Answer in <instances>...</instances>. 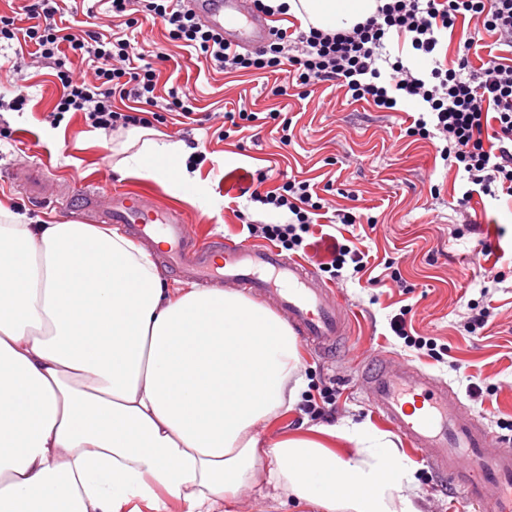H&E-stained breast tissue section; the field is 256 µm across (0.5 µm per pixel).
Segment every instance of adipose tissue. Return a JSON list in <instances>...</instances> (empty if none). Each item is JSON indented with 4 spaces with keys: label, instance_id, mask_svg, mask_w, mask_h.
Here are the masks:
<instances>
[{
    "label": "adipose tissue",
    "instance_id": "ef3b65f1",
    "mask_svg": "<svg viewBox=\"0 0 512 512\" xmlns=\"http://www.w3.org/2000/svg\"><path fill=\"white\" fill-rule=\"evenodd\" d=\"M322 30L375 0H266ZM121 176L203 187L190 149L133 130ZM305 387L297 336L239 291L171 288L109 227L0 203V512H224L258 488L303 512H424L412 467L363 425L261 437Z\"/></svg>",
    "mask_w": 512,
    "mask_h": 512
}]
</instances>
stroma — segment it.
I'll use <instances>...</instances> for the list:
<instances>
[{
    "label": "stroma",
    "instance_id": "35a3bbf8",
    "mask_svg": "<svg viewBox=\"0 0 512 512\" xmlns=\"http://www.w3.org/2000/svg\"><path fill=\"white\" fill-rule=\"evenodd\" d=\"M139 28L147 50L168 53L160 64L157 94L167 97L179 85L193 91L198 121L176 115L157 122L145 113L147 127L172 143L197 144L206 159L199 178L215 214L190 203L152 180L121 177L110 148L90 140L81 113H66L53 125L51 113L60 93L49 63H26L23 74L28 101L22 111H0V201L13 210L53 223H88V216L58 212L29 199L9 175L27 167L31 176L73 185L100 183L135 191L157 205L179 210L191 237L201 243L249 238L247 222L277 223L285 214L249 202L243 192L275 189L282 176L306 180L330 207L354 205L375 217L374 226H312L308 246L298 258L318 267L329 261L335 241L355 239L367 252L362 271L346 268L342 277L322 272L340 300L354 313L349 340L329 358L307 345L300 355L308 384L305 399L276 422L260 426L261 434L299 431L312 426L306 398L329 387L337 397L336 423L378 427L359 382L360 367L382 353L409 361L441 377L459 395L466 410L493 432L512 424V197L474 192L468 205L459 200L464 182L437 160V140L411 141L404 135L405 113L375 111L352 102L342 88L321 86L307 99L275 98L266 82L226 74L190 60L166 38L161 22L143 19ZM252 112L279 109L290 118L294 139L282 148L273 124L223 140L225 110ZM490 246L493 260L481 254ZM486 305L484 328L469 332L471 305ZM408 309L413 336L435 341L441 353L406 347L394 336L390 319ZM482 392L470 394V384ZM425 512H478L441 487L437 475L419 457L409 456Z\"/></svg>",
    "mask_w": 512,
    "mask_h": 512
}]
</instances>
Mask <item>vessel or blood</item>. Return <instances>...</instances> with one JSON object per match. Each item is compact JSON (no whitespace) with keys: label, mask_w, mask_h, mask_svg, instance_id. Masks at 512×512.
<instances>
[{"label":"vessel or blood","mask_w":512,"mask_h":512,"mask_svg":"<svg viewBox=\"0 0 512 512\" xmlns=\"http://www.w3.org/2000/svg\"><path fill=\"white\" fill-rule=\"evenodd\" d=\"M207 28L233 48L268 40L272 27L248 0H184ZM70 197L96 222L144 239L160 236L168 266L202 288L234 284L272 298L306 341L331 351L349 333V315L335 291L308 264L285 258L272 246L224 241L193 244L184 218L147 203L133 191L103 186L72 189ZM378 418L436 474L480 512H512V448L477 416L462 412L457 394L440 377L386 355H376L360 377Z\"/></svg>","instance_id":"vessel-or-blood-1"}]
</instances>
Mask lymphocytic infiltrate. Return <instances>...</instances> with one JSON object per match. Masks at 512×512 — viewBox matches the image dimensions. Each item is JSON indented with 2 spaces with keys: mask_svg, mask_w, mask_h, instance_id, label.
I'll return each mask as SVG.
<instances>
[{
  "mask_svg": "<svg viewBox=\"0 0 512 512\" xmlns=\"http://www.w3.org/2000/svg\"><path fill=\"white\" fill-rule=\"evenodd\" d=\"M109 14L125 19L124 28L106 35L81 26H62L59 15L76 13L67 0H24L19 16L31 18L20 26L19 16H0V43L28 46L31 57L51 59L69 51L86 62L92 76L74 78L58 70L62 92L54 107L55 121L65 113H82L94 129L116 131L136 125L135 115L115 107V99L159 104L155 94L157 61L163 53L132 54L130 12L161 20L172 41L210 67L227 72L274 75L271 95L298 91L308 98L330 83L344 88L352 101H365L384 112H399L410 104L421 115L406 129L408 137L438 138L447 166L467 183L491 194L493 186L512 196V58L491 55L473 64L480 37L512 48V0H383L365 22L349 30L323 31L274 28L261 50L241 51L206 30L180 0H107ZM466 24V37L454 67L441 64L438 49L444 31ZM410 43L417 67L392 58V39ZM251 201L287 209L282 224H265L263 238L285 247L301 248L311 224L323 216L307 181L283 179L273 190H253Z\"/></svg>",
  "mask_w": 512,
  "mask_h": 512,
  "instance_id": "lymphocytic-infiltrate-1",
  "label": "lymphocytic infiltrate"
}]
</instances>
